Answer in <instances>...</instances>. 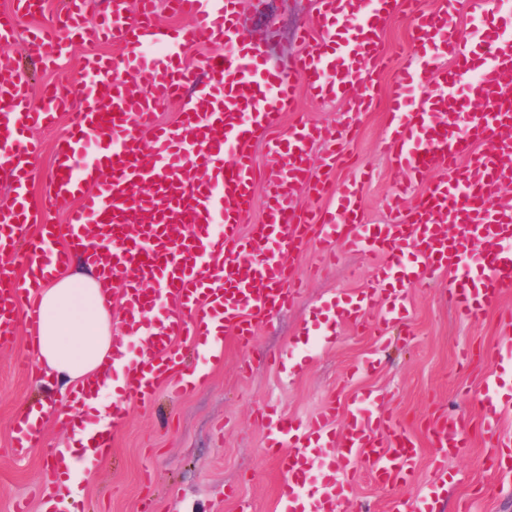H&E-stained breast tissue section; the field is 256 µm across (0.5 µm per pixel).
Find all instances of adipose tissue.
Listing matches in <instances>:
<instances>
[{
    "label": "adipose tissue",
    "instance_id": "1",
    "mask_svg": "<svg viewBox=\"0 0 512 512\" xmlns=\"http://www.w3.org/2000/svg\"><path fill=\"white\" fill-rule=\"evenodd\" d=\"M37 304L38 359L53 380L69 388L112 356V308L106 304L92 266L43 281Z\"/></svg>",
    "mask_w": 512,
    "mask_h": 512
}]
</instances>
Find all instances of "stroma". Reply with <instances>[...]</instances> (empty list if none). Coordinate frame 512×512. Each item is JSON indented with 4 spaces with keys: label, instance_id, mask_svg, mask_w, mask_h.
<instances>
[{
    "label": "stroma",
    "instance_id": "obj_1",
    "mask_svg": "<svg viewBox=\"0 0 512 512\" xmlns=\"http://www.w3.org/2000/svg\"><path fill=\"white\" fill-rule=\"evenodd\" d=\"M316 18V0H242L240 6L243 27L264 41L274 67L297 52L299 24ZM85 52L74 47L54 71L27 62L34 87L77 86ZM300 104L315 124L337 131L356 124L346 142L348 153L353 163L372 171L362 188L364 219L388 221L387 199L400 176L384 143L391 121L388 101L356 120L339 100L304 93ZM285 260L305 277L306 286L291 306L259 325L248 351L229 340L221 361L199 357L204 369L199 390L179 397L162 392L152 408L132 407L109 461L70 472L68 479L89 512H141L146 500L152 512H277L282 477L267 451L277 423L266 420V413L305 423L328 401L344 402L354 391L374 392L419 437L428 420L444 411L475 423L480 376L499 343L495 314L464 322L448 301L443 279L409 286L405 329L389 335L375 369L354 377L350 368L375 348V333L342 325L330 340L312 328L322 303L371 288L375 257L342 247L335 261L324 262L316 247L308 246ZM27 340L22 328L13 348L0 349V512H13L19 498L27 501L29 512H46L36 485L52 462V449L71 439L66 425L50 421L44 447L23 458L9 452L17 412L30 405L54 412L68 407L49 377L36 382L25 374ZM292 346L297 349L292 359L275 362V355ZM464 348L470 352L466 361L459 358ZM485 456L482 431L474 427L464 451L443 465L435 464L433 448H423L411 484L380 491L361 478L344 512H415L419 497L432 489L439 495V512H459L465 504L469 512H512V477L494 473Z\"/></svg>",
    "mask_w": 512,
    "mask_h": 512
}]
</instances>
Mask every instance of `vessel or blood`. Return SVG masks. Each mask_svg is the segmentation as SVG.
<instances>
[{
  "mask_svg": "<svg viewBox=\"0 0 512 512\" xmlns=\"http://www.w3.org/2000/svg\"><path fill=\"white\" fill-rule=\"evenodd\" d=\"M176 17L191 16L193 30L161 23L158 3ZM239 0H140L129 14L126 0H112L100 15L83 0H70L65 15L47 17L46 0H11L0 9V42L16 38L21 19H34L26 36L30 57L59 68L74 42L119 46L121 55L88 52L83 82L70 94L55 85L33 91L29 71L0 55V180L11 202L0 208V347L11 343L17 322L36 328L41 317L35 290L10 273L23 265L50 274L81 249L99 270L103 290L121 288L124 327L112 338V369L118 382L112 426L92 434L88 461L106 459L115 430L130 404L150 405L159 388L175 394L197 390L201 378L187 364V350L221 359L225 339L248 348L256 327L288 308L299 283L283 260L308 244L331 251L343 243L380 256L373 286L329 309L325 335L337 326L373 328L385 337L408 318L410 285L448 275V300L456 315L475 321L494 310L512 290V35L470 45L457 17L468 10L474 24L497 12L498 0H448L428 8L424 0H318L317 24L301 27L298 53L280 70L268 68L259 41L239 24ZM412 19L415 53L396 75L393 119L386 145L407 175L425 182L407 203L406 187L390 203V219L364 223L361 178L327 186L309 155L326 143L322 165L344 167L343 137L298 120L284 135L274 129L281 113L296 109V91L343 100L360 114L375 100L378 74L389 66L380 35L399 11ZM215 46L190 58L191 46ZM208 81L188 91L191 71ZM135 80H128V73ZM361 94L349 96L355 82ZM177 101L174 124L157 121L161 104ZM65 124L55 146L51 177L40 210L29 203L33 161L39 152L31 133ZM277 159L260 169L256 146ZM266 186L261 223L241 233L257 183ZM308 189L320 206L298 211L295 197ZM74 201L66 223L51 213ZM63 240L56 252L45 241ZM26 252H18V241ZM380 319H373L377 306ZM500 348L482 376L485 395L478 418L487 432L488 460L512 476V436L497 428L512 409L503 376L512 369V311L499 323ZM145 339L140 355L132 337ZM470 432L457 414L443 412L418 439L372 394L351 393L345 406L328 403L310 423L279 419L270 451L284 476L278 512H342L360 476L392 489L412 481L422 443L435 463L456 456ZM38 415L16 417L12 452L25 457L42 444ZM42 492L56 498L66 449L52 451ZM320 467L315 491L307 475Z\"/></svg>",
  "mask_w": 512,
  "mask_h": 512,
  "instance_id": "obj_1",
  "label": "vessel or blood"
}]
</instances>
